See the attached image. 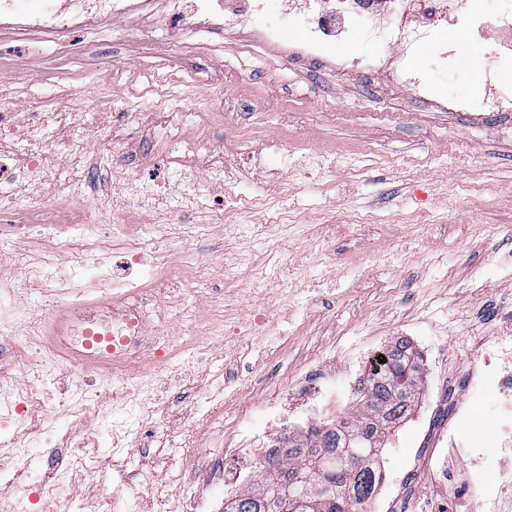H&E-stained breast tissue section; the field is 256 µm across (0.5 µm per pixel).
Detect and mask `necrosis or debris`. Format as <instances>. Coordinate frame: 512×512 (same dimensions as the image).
<instances>
[{
	"mask_svg": "<svg viewBox=\"0 0 512 512\" xmlns=\"http://www.w3.org/2000/svg\"><path fill=\"white\" fill-rule=\"evenodd\" d=\"M153 0H37L32 10L22 9L19 0H0V32H51L61 25L86 30L102 18L120 20L150 9ZM167 24L172 29L189 30L198 12L215 11L222 25L259 32L266 40H279L282 30L298 28L301 40L295 49L300 55L325 62H335L338 69L356 67V59L336 58L337 43L362 35L398 50L394 66L398 80L415 94L424 95L429 85L413 64L418 45H434V66L461 70L466 59L463 49L437 41L438 33L449 22H462L483 29L481 13L475 0H280L281 25L270 30L261 22L267 13L268 0H168ZM185 115L167 112L159 127L162 148L174 154L175 176L183 191L177 198L179 211L190 208L212 210L216 220L225 212H246L256 202L237 195L224 196L214 203L213 184L224 183L228 166L211 132L208 113L195 115L196 141H185L182 125ZM66 120L62 112H22L15 103L0 101V134L23 132L26 139L41 138L48 124ZM46 153L32 151L24 158L0 154V170L10 173L8 181H0V241L39 227L55 235L56 240L42 265L27 268L16 286L28 293L53 282L62 298L79 305L90 289H105L112 305L105 314L96 316L93 329L103 335L129 341L128 363H135L141 353L138 336L151 331L159 350L170 353L175 339L168 329V313L162 300L168 288L188 282L185 272L167 268L154 257L151 246L167 233L165 225L127 221L129 203L137 202L147 209L159 208L164 199L163 188L151 187L139 174L126 173L122 181L112 184L99 206V218H91L83 208L85 196L81 184L75 183L68 167L58 164L49 168ZM206 174L207 182H199L198 174ZM54 177L60 187L69 189L67 204L49 206L37 192L47 177ZM29 187L25 198L14 195L15 186ZM120 251L119 269L93 270L88 256ZM486 357L483 367L470 372L473 383L491 384L499 396V413L493 432L476 438L468 427L464 404H456L447 427L437 435L425 462L423 480L434 490L450 488L457 500L478 496L483 512H512V319L499 327L493 344L481 345ZM72 383L78 396L55 403L43 375L26 378L22 387L0 383V421L12 424L15 433L10 440L15 450V467L25 473L31 468L28 454L32 448L57 447L59 437L50 421L62 414L73 422L89 417L107 420L110 401L116 390L130 391L132 384L125 373L115 376L113 387L102 391L87 389L88 373L82 366L71 370Z\"/></svg>",
	"mask_w": 512,
	"mask_h": 512,
	"instance_id": "obj_1",
	"label": "necrosis or debris"
}]
</instances>
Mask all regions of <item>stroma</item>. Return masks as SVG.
Returning <instances> with one entry per match:
<instances>
[{
  "instance_id": "1",
  "label": "stroma",
  "mask_w": 512,
  "mask_h": 512,
  "mask_svg": "<svg viewBox=\"0 0 512 512\" xmlns=\"http://www.w3.org/2000/svg\"><path fill=\"white\" fill-rule=\"evenodd\" d=\"M293 37L268 43L228 27L174 36L159 10L53 41L0 34V97L72 117L44 141L55 161L69 158L80 124L95 112L123 145L122 169L167 179L153 144V108L164 92L182 111L212 112L223 125L224 158L243 174L225 191L264 197V209L226 213L220 224L207 212L189 218L210 227L192 250L224 261L194 290L171 288L164 303L174 331L197 312L226 332L206 351L178 356L162 376L152 349L142 351L134 376L146 381L164 428L142 429L126 394L113 398L112 416L97 430L59 418L61 433L91 441L90 469L69 468L70 512H156L181 466L186 491L206 489L212 456L252 430L270 440L282 424L306 430V418L287 412L277 422L266 405L316 367L336 379V399L317 420L348 417L365 372L351 357L369 358L401 336L423 355V384L381 458L399 487L392 499L375 497L368 512H448L447 491L429 494L408 472L432 438L429 418L444 421L449 401L468 404L472 431L491 428L495 391L471 386L468 372L479 363L476 342L512 311V115L490 121L446 105L493 95L485 67L493 35L448 26L442 40L467 48L469 64L458 73L432 67V44L419 45L414 59L432 87L426 99L384 67L341 72L291 59L284 44ZM123 112L140 118L122 124ZM237 126L269 140L264 162L240 150L230 133ZM307 147L322 151L323 168L297 167ZM273 179L281 194L264 195ZM120 425L138 431L137 446L110 444L108 430ZM102 477L123 486L116 509L101 503Z\"/></svg>"
}]
</instances>
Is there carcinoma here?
Masks as SVG:
<instances>
[{
	"label": "carcinoma",
	"instance_id": "carcinoma-1",
	"mask_svg": "<svg viewBox=\"0 0 512 512\" xmlns=\"http://www.w3.org/2000/svg\"><path fill=\"white\" fill-rule=\"evenodd\" d=\"M384 358L364 378L350 418L260 453L251 486L225 501L224 512H356L368 504L381 480L376 461L410 413L423 379L422 357L410 341H397Z\"/></svg>",
	"mask_w": 512,
	"mask_h": 512
}]
</instances>
